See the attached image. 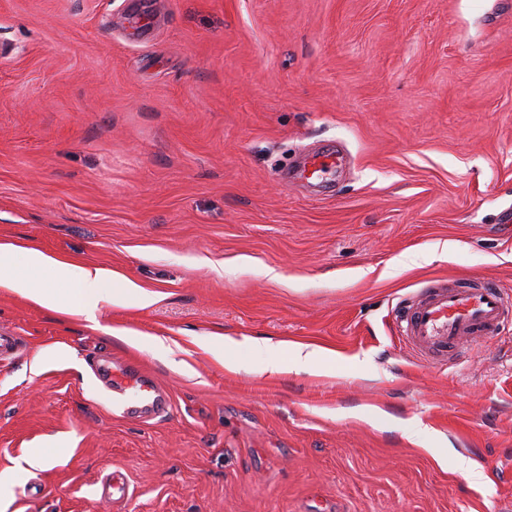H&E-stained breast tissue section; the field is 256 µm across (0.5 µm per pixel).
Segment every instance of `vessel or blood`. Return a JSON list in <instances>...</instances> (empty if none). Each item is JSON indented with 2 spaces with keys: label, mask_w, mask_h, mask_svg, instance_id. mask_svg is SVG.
<instances>
[{
  "label": "vessel or blood",
  "mask_w": 512,
  "mask_h": 512,
  "mask_svg": "<svg viewBox=\"0 0 512 512\" xmlns=\"http://www.w3.org/2000/svg\"><path fill=\"white\" fill-rule=\"evenodd\" d=\"M511 310L490 281L476 280L462 286L430 280L402 308L401 327L424 361L444 363L462 356L464 345H477L497 335L505 314ZM95 374L113 392L135 389L137 403L124 406V414L150 419L165 416L167 402L150 377L112 367L104 359L97 361Z\"/></svg>",
  "instance_id": "1"
}]
</instances>
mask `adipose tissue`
<instances>
[{"mask_svg":"<svg viewBox=\"0 0 512 512\" xmlns=\"http://www.w3.org/2000/svg\"><path fill=\"white\" fill-rule=\"evenodd\" d=\"M45 267L53 272L52 283L35 282L31 271ZM112 279V274L100 267L54 258L30 244L0 243V287L58 314L78 316L92 323L100 300L120 305L126 296L134 295L141 305L148 306L157 299L154 292L128 279L122 288H113Z\"/></svg>","mask_w":512,"mask_h":512,"instance_id":"ef3b65f1","label":"adipose tissue"}]
</instances>
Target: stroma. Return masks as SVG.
Instances as JSON below:
<instances>
[{
  "instance_id": "stroma-1",
  "label": "stroma",
  "mask_w": 512,
  "mask_h": 512,
  "mask_svg": "<svg viewBox=\"0 0 512 512\" xmlns=\"http://www.w3.org/2000/svg\"><path fill=\"white\" fill-rule=\"evenodd\" d=\"M336 146L328 188L282 180ZM14 240L157 300L99 302L91 329L0 288L21 342L0 361V512H512V321L440 366L393 317L428 280L512 299V0H0ZM214 332L277 349L228 371ZM297 343L330 350L320 372L264 374ZM101 357L147 370L166 416L115 409ZM110 333L121 343L136 350L164 347L163 340L156 336H138L123 328L111 329Z\"/></svg>"
}]
</instances>
